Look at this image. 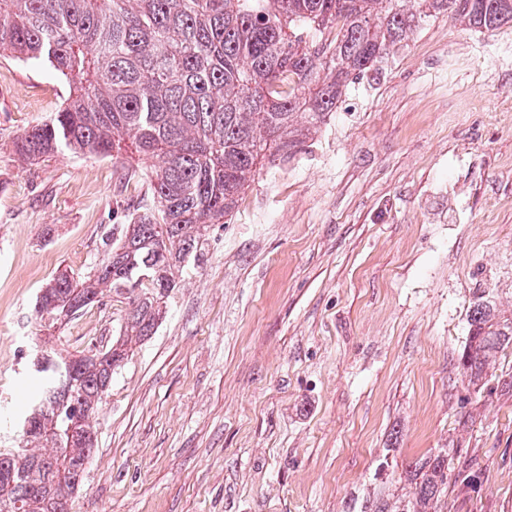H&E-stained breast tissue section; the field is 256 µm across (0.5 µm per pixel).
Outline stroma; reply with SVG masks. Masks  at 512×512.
I'll use <instances>...</instances> for the list:
<instances>
[{
  "label": "stroma",
  "instance_id": "1",
  "mask_svg": "<svg viewBox=\"0 0 512 512\" xmlns=\"http://www.w3.org/2000/svg\"><path fill=\"white\" fill-rule=\"evenodd\" d=\"M509 46L512 28L431 19L257 171L113 374L73 512H355L410 498L406 467L438 448L466 476L441 512H512V347L481 391L459 366L476 293L512 313ZM68 94L49 64L0 56V448L19 441L37 295L147 200L131 150L15 153ZM126 308L105 294L55 347L111 341Z\"/></svg>",
  "mask_w": 512,
  "mask_h": 512
}]
</instances>
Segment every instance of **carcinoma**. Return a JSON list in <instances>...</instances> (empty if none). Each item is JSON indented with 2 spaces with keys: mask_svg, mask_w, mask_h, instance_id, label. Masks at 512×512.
I'll list each match as a JSON object with an SVG mask.
<instances>
[{
  "mask_svg": "<svg viewBox=\"0 0 512 512\" xmlns=\"http://www.w3.org/2000/svg\"><path fill=\"white\" fill-rule=\"evenodd\" d=\"M446 15L470 29L512 27V0H0V55L47 62L72 83L49 121L14 141L39 160L63 149L118 158L130 140L151 162V201L119 224L88 273L61 272L37 296L59 328L104 292L128 295L122 335L99 363L32 356L35 379L22 442L0 450V512H71L94 454L92 420L131 343L155 333L169 292L214 224H225L265 159L287 160L324 122L354 78ZM459 366L477 390L512 347V316L475 296ZM440 448L406 470L412 498L363 512H439L458 478Z\"/></svg>",
  "mask_w": 512,
  "mask_h": 512,
  "instance_id": "cac0c4a2",
  "label": "carcinoma"
}]
</instances>
